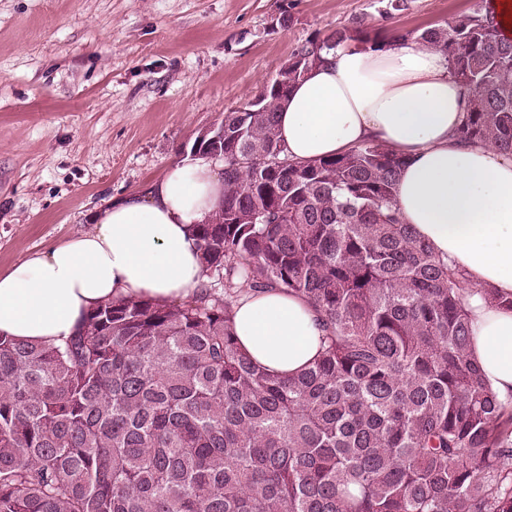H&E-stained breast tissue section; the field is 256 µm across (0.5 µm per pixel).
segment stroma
Listing matches in <instances>:
<instances>
[{
  "label": "stroma",
  "instance_id": "obj_1",
  "mask_svg": "<svg viewBox=\"0 0 512 512\" xmlns=\"http://www.w3.org/2000/svg\"><path fill=\"white\" fill-rule=\"evenodd\" d=\"M475 0H0V274L192 160L293 50L443 25Z\"/></svg>",
  "mask_w": 512,
  "mask_h": 512
}]
</instances>
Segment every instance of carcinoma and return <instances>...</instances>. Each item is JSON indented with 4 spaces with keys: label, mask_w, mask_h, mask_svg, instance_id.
<instances>
[{
    "label": "carcinoma",
    "mask_w": 512,
    "mask_h": 512,
    "mask_svg": "<svg viewBox=\"0 0 512 512\" xmlns=\"http://www.w3.org/2000/svg\"><path fill=\"white\" fill-rule=\"evenodd\" d=\"M444 53L460 142L512 152V40L486 0L398 34ZM299 46L215 132L224 206L192 226L209 282L188 300L105 301L61 346L0 335V512H512V408L471 360L464 273L396 208L404 164L364 143L288 156L278 104L350 42ZM302 297L324 332L294 376L238 347L244 292Z\"/></svg>",
    "instance_id": "1"
}]
</instances>
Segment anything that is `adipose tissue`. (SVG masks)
<instances>
[{
    "label": "adipose tissue",
    "instance_id": "obj_1",
    "mask_svg": "<svg viewBox=\"0 0 512 512\" xmlns=\"http://www.w3.org/2000/svg\"><path fill=\"white\" fill-rule=\"evenodd\" d=\"M466 97L446 56L395 38L381 49L341 47L297 82L277 110L290 158L315 160L366 142L406 159L397 177L403 223L465 274L470 354L499 399L512 404V155L457 139ZM224 203L209 162L169 167L147 197L107 204L89 231L30 253L0 274V335L52 346L107 300L191 297L206 279L191 235ZM239 348L260 370L294 375L321 351L315 312L282 290L243 295L234 308Z\"/></svg>",
    "mask_w": 512,
    "mask_h": 512
}]
</instances>
